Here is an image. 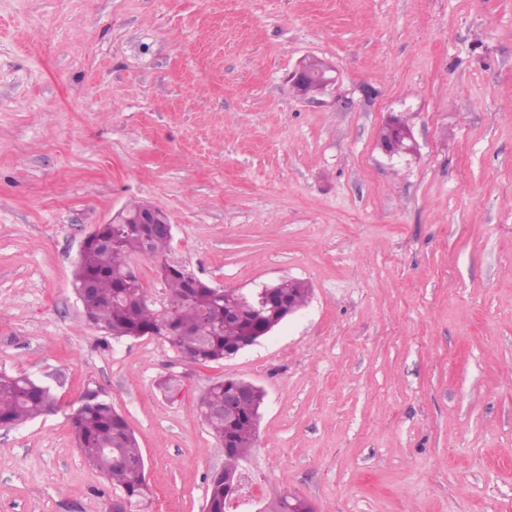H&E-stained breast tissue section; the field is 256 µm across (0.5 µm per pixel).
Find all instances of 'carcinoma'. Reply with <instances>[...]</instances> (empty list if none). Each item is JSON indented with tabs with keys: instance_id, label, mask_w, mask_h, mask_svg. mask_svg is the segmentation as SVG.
<instances>
[{
	"instance_id": "1",
	"label": "carcinoma",
	"mask_w": 512,
	"mask_h": 512,
	"mask_svg": "<svg viewBox=\"0 0 512 512\" xmlns=\"http://www.w3.org/2000/svg\"><path fill=\"white\" fill-rule=\"evenodd\" d=\"M112 225L101 224L85 247V258L76 267L74 287L89 284L81 295L86 317L114 338L149 334L183 350L198 365L219 363L242 347L259 339L258 333L283 321L281 304L297 309L307 301L310 288L297 280H282L267 289L271 303L262 310L246 307L236 290L218 294L211 285L196 280L188 284L184 273L167 262L171 241L155 233L144 241L138 230L127 234L114 247ZM140 256L158 262L157 272L165 285L164 310L155 308L148 289L132 287L130 258ZM264 394L257 391L241 402L236 411L224 414V382L207 388L198 401L210 433L224 445V471L237 469L239 461L253 450L257 429L253 418ZM50 389L27 376L0 373V426H15L54 409ZM78 448L86 462L105 475L128 504V512L144 510L151 497L145 478V460L124 417L98 389L87 387L71 415ZM227 488L224 477L213 475L207 487L208 512H224ZM265 512H314L299 497H275Z\"/></svg>"
}]
</instances>
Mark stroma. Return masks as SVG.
Segmentation results:
<instances>
[{
    "label": "stroma",
    "mask_w": 512,
    "mask_h": 512,
    "mask_svg": "<svg viewBox=\"0 0 512 512\" xmlns=\"http://www.w3.org/2000/svg\"><path fill=\"white\" fill-rule=\"evenodd\" d=\"M306 58L332 81L302 96ZM138 202L169 262L307 303L207 366L112 338L74 272ZM0 371L56 397L0 427V512H107L69 420L90 384L148 512H205L224 447L198 399L227 376L265 393L228 512H512V0H0ZM283 496L268 501L264 512H314L312 505L307 500L299 497L288 498V494H283ZM289 505H291V511L288 510Z\"/></svg>",
    "instance_id": "35a3bbf8"
}]
</instances>
